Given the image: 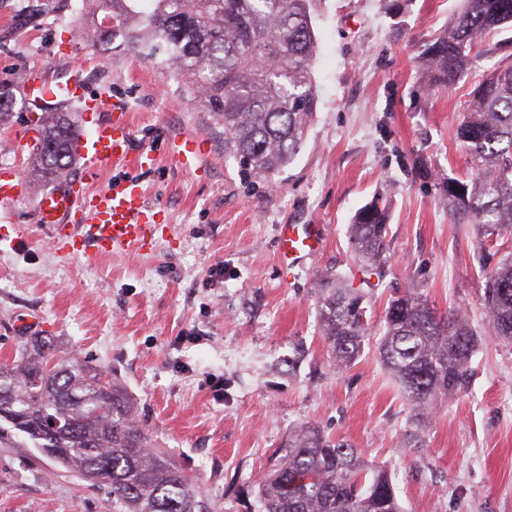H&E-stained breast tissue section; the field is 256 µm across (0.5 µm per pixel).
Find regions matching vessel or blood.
<instances>
[{"mask_svg":"<svg viewBox=\"0 0 512 512\" xmlns=\"http://www.w3.org/2000/svg\"><path fill=\"white\" fill-rule=\"evenodd\" d=\"M23 92L31 108L42 109L52 92L31 72ZM79 155L88 177H96L108 164L152 163L151 152L133 153L132 134L125 120L101 118L91 137L81 138ZM170 152L181 168H198L206 152L202 138L174 139ZM26 193L23 176L15 169L0 168V201H19ZM39 220L50 227V241L64 257L91 258L124 248H141L153 237V208L137 180L128 179L115 188L84 191L81 181H67L46 192L37 201ZM320 225L284 224L279 232V258L285 267H295L322 248Z\"/></svg>","mask_w":512,"mask_h":512,"instance_id":"1","label":"vessel or blood"}]
</instances>
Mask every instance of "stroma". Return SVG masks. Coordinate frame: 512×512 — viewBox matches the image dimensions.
<instances>
[{
    "label": "stroma",
    "instance_id": "1",
    "mask_svg": "<svg viewBox=\"0 0 512 512\" xmlns=\"http://www.w3.org/2000/svg\"><path fill=\"white\" fill-rule=\"evenodd\" d=\"M461 7L315 0L318 109L271 188L225 158L211 114L168 70L120 47L103 58L81 0H0V82L22 84L38 69L51 87L76 80L123 103L135 148L155 162L109 165L88 187L136 178L165 217L152 247L87 260L57 254L38 221L49 183L0 203V361L31 336H51L110 372L159 446L195 473L211 512H259L258 481L301 423L392 473L404 512H512V343L494 335L484 307L512 242L454 223L438 182L477 176L456 128L494 62L475 59L450 89L430 87L418 62ZM34 119L17 107L0 126V142L12 145L0 166L26 169L32 150L19 141ZM187 134L208 145L195 171L167 155ZM376 196L390 211L386 274L366 290L369 341L336 370L313 280L327 271L360 280L348 226ZM284 224L321 225L325 238L291 271L279 262ZM410 288L439 311L464 310L480 338L471 391L438 401L417 446L406 439L410 407L376 354L388 299ZM0 512H112V499L107 485L79 479L17 435L0 446Z\"/></svg>",
    "mask_w": 512,
    "mask_h": 512
}]
</instances>
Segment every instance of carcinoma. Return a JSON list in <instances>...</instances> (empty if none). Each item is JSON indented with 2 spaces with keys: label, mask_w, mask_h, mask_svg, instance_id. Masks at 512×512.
I'll list each match as a JSON object with an SVG mask.
<instances>
[{
  "label": "carcinoma",
  "mask_w": 512,
  "mask_h": 512,
  "mask_svg": "<svg viewBox=\"0 0 512 512\" xmlns=\"http://www.w3.org/2000/svg\"><path fill=\"white\" fill-rule=\"evenodd\" d=\"M103 13L88 31L105 58L112 44L159 63L192 89L224 130V155L244 174L274 184L296 159L318 106L313 77L317 36L313 0H93ZM512 30V0H462L445 29L423 45L418 59L434 87L448 88L468 74L479 55H496L508 42L491 33ZM16 94L0 84V123ZM37 145L27 177L64 175L76 160L82 131L58 108L37 117ZM479 177L449 178L448 213L477 224L492 239L512 240V53L474 90L457 127ZM389 207L376 198L350 225L349 243L363 283L381 273ZM321 336L340 369L360 355L367 338L366 293L345 277L315 281ZM495 335L512 340V255L499 262L485 288ZM478 344L462 311L440 314L422 295L392 298L378 343L383 364L413 411L426 422L442 396L465 391ZM0 444L12 431L84 479L109 485L112 512H209L197 481L135 417L128 392L104 372L61 357L36 340L0 362ZM286 450L258 483L260 512H404L392 475L369 467L357 449L301 424Z\"/></svg>",
  "instance_id": "1"
}]
</instances>
